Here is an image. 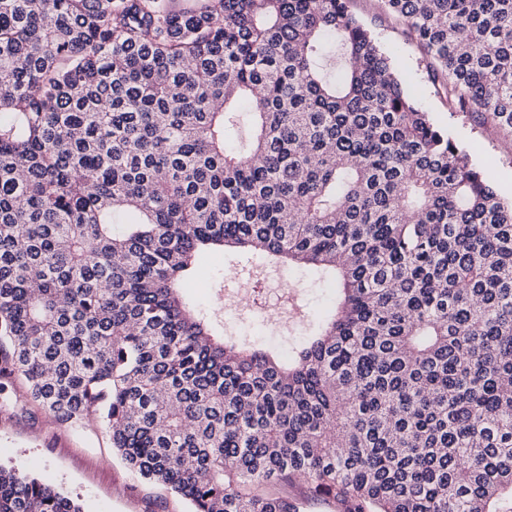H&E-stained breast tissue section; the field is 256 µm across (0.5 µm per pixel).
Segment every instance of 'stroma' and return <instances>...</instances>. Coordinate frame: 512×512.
Returning <instances> with one entry per match:
<instances>
[{
  "instance_id": "obj_1",
  "label": "stroma",
  "mask_w": 512,
  "mask_h": 512,
  "mask_svg": "<svg viewBox=\"0 0 512 512\" xmlns=\"http://www.w3.org/2000/svg\"><path fill=\"white\" fill-rule=\"evenodd\" d=\"M350 8L375 32L404 89L484 170L499 196L512 201V137L478 114L449 109L435 89L421 50L406 36L403 26L385 13L380 0H351ZM263 263L262 256H252L243 270L234 252H210L201 259L185 293L212 313L218 293L247 288L249 303L239 304L237 315L222 322L226 334L260 343L272 341L286 352L296 343V336L288 335L277 319L263 325L252 316L253 304L276 311L283 303L271 280L247 282L248 270ZM283 279L294 286L311 318L327 316L333 310L335 290L315 280L306 269L293 268ZM14 387L17 401L8 405L0 400V464L24 467L77 501L83 512H187L186 505L164 488L138 481L113 454L108 433L95 422L80 427L61 422L24 398L23 380H15Z\"/></svg>"
}]
</instances>
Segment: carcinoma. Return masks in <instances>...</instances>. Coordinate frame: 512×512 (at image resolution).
<instances>
[{
	"label": "carcinoma",
	"mask_w": 512,
	"mask_h": 512,
	"mask_svg": "<svg viewBox=\"0 0 512 512\" xmlns=\"http://www.w3.org/2000/svg\"><path fill=\"white\" fill-rule=\"evenodd\" d=\"M350 0H0V394L189 512H512V203ZM512 136V0H381ZM222 102V108L213 103ZM250 147L233 145L238 113ZM214 246L336 309L282 359L181 293ZM0 512H82L0 464ZM283 495L300 498L307 501L305 512H338L336 504L321 501H310L307 499L308 491L306 486L299 480L282 481L275 487H270Z\"/></svg>",
	"instance_id": "obj_1"
}]
</instances>
